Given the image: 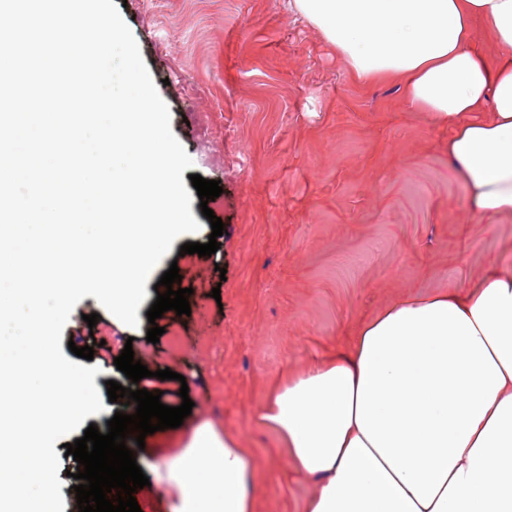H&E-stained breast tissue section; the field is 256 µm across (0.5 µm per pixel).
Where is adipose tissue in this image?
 Returning a JSON list of instances; mask_svg holds the SVG:
<instances>
[{"label":"adipose tissue","mask_w":512,"mask_h":512,"mask_svg":"<svg viewBox=\"0 0 512 512\" xmlns=\"http://www.w3.org/2000/svg\"><path fill=\"white\" fill-rule=\"evenodd\" d=\"M287 3L356 80L397 82L447 126L473 208L512 218V0ZM259 419L316 482L303 512H512V267L386 306L276 386ZM142 465L169 512H252L249 452L212 421Z\"/></svg>","instance_id":"ef3b65f1"}]
</instances>
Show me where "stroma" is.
Returning <instances> with one entry per match:
<instances>
[{
    "label": "stroma",
    "mask_w": 512,
    "mask_h": 512,
    "mask_svg": "<svg viewBox=\"0 0 512 512\" xmlns=\"http://www.w3.org/2000/svg\"><path fill=\"white\" fill-rule=\"evenodd\" d=\"M169 107L194 173L219 181L209 207L224 230L215 254H181L212 232L177 238L150 275L138 327L95 297L75 306L62 342L94 348L95 384H127L115 357L131 346L148 391L194 406L181 427L145 438L144 455L176 447L208 419L249 449L253 512H302L315 488L256 420L269 389L335 352L394 300L512 265V220L474 212L448 166V129L409 111L397 83L354 80L321 33L281 0H114ZM190 314L147 311L170 265ZM100 319L88 327L85 315ZM173 380L154 378L157 370Z\"/></svg>",
    "instance_id": "obj_1"
}]
</instances>
